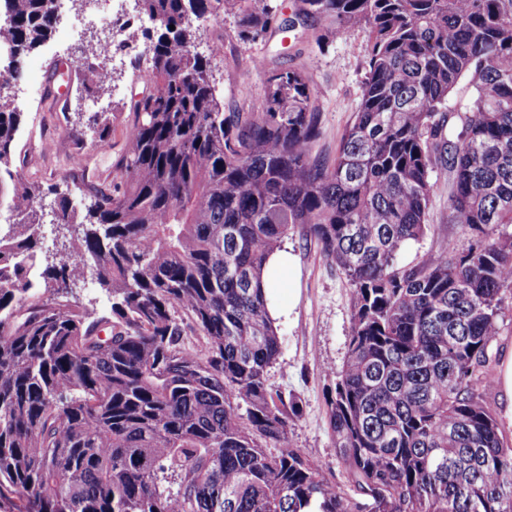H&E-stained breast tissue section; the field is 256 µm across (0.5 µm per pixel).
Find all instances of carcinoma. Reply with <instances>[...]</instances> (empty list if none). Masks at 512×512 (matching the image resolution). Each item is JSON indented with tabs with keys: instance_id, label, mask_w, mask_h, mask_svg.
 <instances>
[{
	"instance_id": "obj_1",
	"label": "carcinoma",
	"mask_w": 512,
	"mask_h": 512,
	"mask_svg": "<svg viewBox=\"0 0 512 512\" xmlns=\"http://www.w3.org/2000/svg\"><path fill=\"white\" fill-rule=\"evenodd\" d=\"M154 21L112 191L55 221L71 246L41 265L43 193L16 176L20 113L0 98V512H512V448L487 400L488 349L512 292V0H138ZM9 78L57 24L53 0H0ZM242 41L324 21L367 37L358 111L334 160L304 73L271 70L252 112H226L197 21ZM175 29H170V26ZM463 78L462 114L446 111ZM93 112L80 137L110 131ZM448 241L415 266L435 165ZM352 283L347 360L327 398L353 492L288 444L299 404L272 391L281 339L263 274L295 225ZM112 294L92 316L70 284ZM198 336L192 346L186 332Z\"/></svg>"
}]
</instances>
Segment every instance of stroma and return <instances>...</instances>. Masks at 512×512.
<instances>
[{
	"label": "stroma",
	"mask_w": 512,
	"mask_h": 512,
	"mask_svg": "<svg viewBox=\"0 0 512 512\" xmlns=\"http://www.w3.org/2000/svg\"><path fill=\"white\" fill-rule=\"evenodd\" d=\"M95 17L91 8L78 18L61 10L57 34L24 59L20 85L26 100L18 106L21 120L15 160L25 166V181L41 187L48 205L53 203L55 191L77 185L88 195L109 183L125 147L124 108L147 91L133 58L117 51L119 35L105 37L94 26ZM323 28L322 22H310L245 43L237 36L233 18L224 17L201 26L200 32L203 45H222L211 69L225 111L249 112L262 103L265 86L262 76L250 70L254 59H264L271 69L305 72L321 114V135L314 150L332 159L361 101L366 38L356 29L326 39ZM100 48L115 49L116 54L112 80L101 91L99 105L117 115L109 135L101 141L76 135L88 112L79 89L85 64ZM432 181L427 230L399 252L400 265H416L423 255L438 251L449 240L462 249L469 244L462 226L448 221L447 174L435 168ZM284 247L292 255L293 265L283 271L284 284L273 298L281 311L275 321L281 353L268 370V384L294 397L301 406L300 416L288 430L289 446L317 462L325 479L345 490L349 487L347 473L329 427L326 396L347 358L351 284L344 271L305 238L302 228H295Z\"/></svg>",
	"instance_id": "stroma-1"
}]
</instances>
